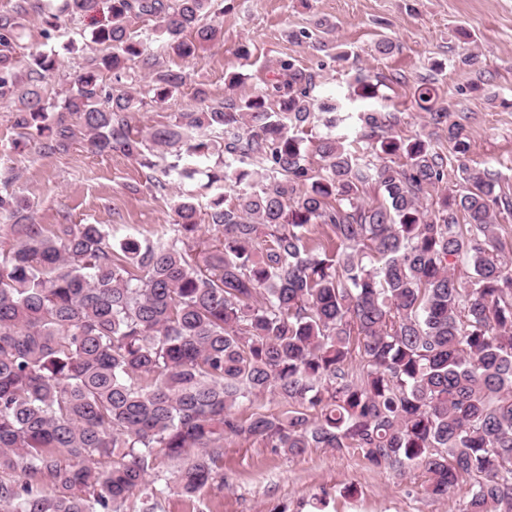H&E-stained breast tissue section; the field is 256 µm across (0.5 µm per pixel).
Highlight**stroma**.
Segmentation results:
<instances>
[{
  "mask_svg": "<svg viewBox=\"0 0 512 512\" xmlns=\"http://www.w3.org/2000/svg\"><path fill=\"white\" fill-rule=\"evenodd\" d=\"M224 36L199 48L185 65L182 88L165 101L145 97L132 124L144 130L174 121L178 113L223 101L227 74L244 76L240 95L263 90L291 58L314 74L322 98L338 102L347 119L341 134H360L357 115L374 109L400 113L403 136L422 132L426 112L415 102L422 79L434 82L444 102L467 116L469 164L499 174V192L512 196V0H224L219 18ZM29 17L19 28L18 59L28 66L36 53L54 56L56 69L41 90L58 100L91 47L86 19L61 17L51 39L39 35ZM309 39L298 40L299 31ZM395 48L379 55L375 45ZM248 56H241L240 48ZM474 65H465L467 56ZM445 68L434 71L433 62ZM379 78L376 99L353 97L356 76ZM13 114L0 102V184L9 183L39 224H102L114 239L152 238L172 223L178 196L194 194L199 207L214 195L205 174L171 176L166 191L149 190L148 171L122 155L96 154L85 141L67 150L14 148ZM223 488L203 490L197 499L173 494L156 512H459L463 497L433 498L420 473L404 476L378 469L353 451L311 448L292 457L272 449L225 440Z\"/></svg>",
  "mask_w": 512,
  "mask_h": 512,
  "instance_id": "stroma-1",
  "label": "stroma"
}]
</instances>
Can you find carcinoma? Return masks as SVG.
Masks as SVG:
<instances>
[{"label": "carcinoma", "mask_w": 512, "mask_h": 512, "mask_svg": "<svg viewBox=\"0 0 512 512\" xmlns=\"http://www.w3.org/2000/svg\"><path fill=\"white\" fill-rule=\"evenodd\" d=\"M37 9L15 0L0 13V101L20 139L53 151L80 137L150 170L145 150L173 149L177 162L149 177L158 191L199 173L185 158L216 155L208 186L229 192L203 214L182 195L155 238L116 242L100 224H37L0 189V473L13 475L0 478V512H125L174 491L192 501L224 486L226 439L288 456L351 449L420 470L430 496L466 489L461 512H512V259L497 233L512 197L495 192L498 172L467 164L465 117L434 83L416 89L430 130L411 137L396 112H360L363 133L345 142L339 104L292 59L262 93L144 132L130 122L142 91L122 78L151 71L163 101L186 73L155 68L137 24L161 19L187 62L221 38L218 0H63L41 16L47 40L62 14L106 21L91 32L102 49L56 103L40 93L55 59L24 72L16 56ZM380 84L358 78L354 93L376 99ZM318 121L325 132L306 140ZM450 156L457 190L443 186ZM373 186L383 200L368 203ZM266 393L288 409L239 411ZM190 448L173 477L158 475L159 458Z\"/></svg>", "instance_id": "1"}]
</instances>
